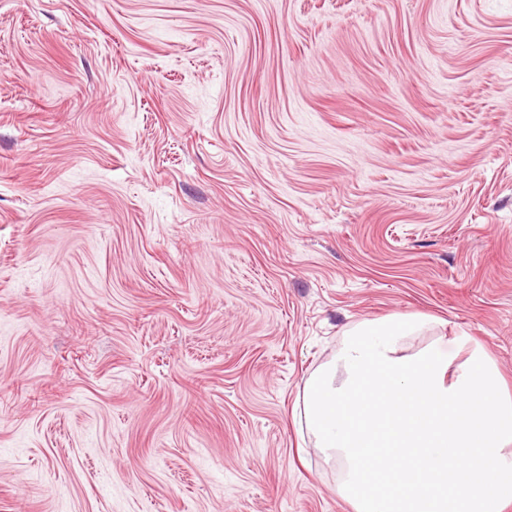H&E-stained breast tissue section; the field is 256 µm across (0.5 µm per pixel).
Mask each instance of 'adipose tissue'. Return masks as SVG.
I'll use <instances>...</instances> for the list:
<instances>
[{"mask_svg":"<svg viewBox=\"0 0 512 512\" xmlns=\"http://www.w3.org/2000/svg\"><path fill=\"white\" fill-rule=\"evenodd\" d=\"M396 313L352 324L301 402L354 512H502L512 502V394L470 336ZM433 333L419 348L410 340Z\"/></svg>","mask_w":512,"mask_h":512,"instance_id":"adipose-tissue-1","label":"adipose tissue"}]
</instances>
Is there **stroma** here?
<instances>
[{"mask_svg": "<svg viewBox=\"0 0 512 512\" xmlns=\"http://www.w3.org/2000/svg\"><path fill=\"white\" fill-rule=\"evenodd\" d=\"M395 313L512 391V0H0V512H353Z\"/></svg>", "mask_w": 512, "mask_h": 512, "instance_id": "stroma-1", "label": "stroma"}]
</instances>
